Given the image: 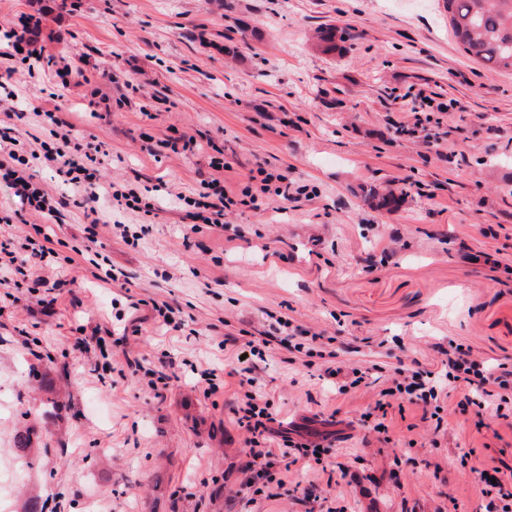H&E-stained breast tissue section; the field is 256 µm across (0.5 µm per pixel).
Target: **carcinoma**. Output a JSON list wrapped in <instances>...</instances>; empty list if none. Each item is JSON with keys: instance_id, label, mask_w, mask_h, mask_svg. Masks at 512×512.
<instances>
[{"instance_id": "carcinoma-1", "label": "carcinoma", "mask_w": 512, "mask_h": 512, "mask_svg": "<svg viewBox=\"0 0 512 512\" xmlns=\"http://www.w3.org/2000/svg\"><path fill=\"white\" fill-rule=\"evenodd\" d=\"M451 30L469 56L499 70L512 71V0H443ZM38 438L27 427L16 433L14 448L27 457Z\"/></svg>"}]
</instances>
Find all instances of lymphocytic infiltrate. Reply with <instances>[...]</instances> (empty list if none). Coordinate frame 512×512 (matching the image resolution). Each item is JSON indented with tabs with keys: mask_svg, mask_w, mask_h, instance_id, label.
<instances>
[{
	"mask_svg": "<svg viewBox=\"0 0 512 512\" xmlns=\"http://www.w3.org/2000/svg\"><path fill=\"white\" fill-rule=\"evenodd\" d=\"M36 23L34 16L24 14L17 23L0 29V62L5 65L0 71V179L29 211L42 218L41 223L32 225L19 250H12L11 240L0 242V275L10 274L17 262L31 259L48 266L58 265L60 257L52 246L46 224L60 219L66 208H85L107 197L123 210L144 218L157 211L156 204L143 200L136 188L114 181L101 183L94 167L99 144L72 137L58 108L21 100L14 88L16 74L32 78L42 73L54 85L65 88L77 73L67 56L61 57L54 69H44L37 41L30 34ZM29 115L34 117L40 133L27 139L21 136L17 123ZM35 167L54 168L63 184L72 187V195L56 196L42 188L31 173ZM294 192L293 182L287 174L279 172L265 174L260 186L247 184L240 190L243 205L255 210L265 207L270 198L291 199ZM170 199L185 218L219 229L224 226L225 210L234 204L223 182L217 179L203 181L193 194L177 192ZM337 357L336 351H329L323 363L325 375L337 381V393L372 384L380 388L372 410L361 416L363 426L374 432L385 426L389 408L403 402L421 407L423 420L431 422L437 430L450 411H472L479 417L486 413L497 417L512 413V366L475 353L468 345L449 342L440 369L413 360L398 363L388 375L378 364L370 370L343 367ZM452 393L457 396L453 403L448 400ZM276 421L277 413L264 395L253 390L244 392L236 410V422L248 434L246 459L240 470L255 497H274L282 489V479L274 474L278 457L303 461L305 468L310 469L320 464L322 455L329 451L323 443L295 438L287 430L275 431ZM276 434L282 440V450L277 454L268 446L269 438ZM479 481L488 499L486 512H512V473L494 465L487 467Z\"/></svg>",
	"mask_w": 512,
	"mask_h": 512,
	"instance_id": "obj_1",
	"label": "lymphocytic infiltrate"
}]
</instances>
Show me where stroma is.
<instances>
[{"label": "stroma", "mask_w": 512, "mask_h": 512, "mask_svg": "<svg viewBox=\"0 0 512 512\" xmlns=\"http://www.w3.org/2000/svg\"><path fill=\"white\" fill-rule=\"evenodd\" d=\"M24 13L46 57L75 52L80 74L61 98L38 77L22 94L56 100L73 135L101 144L103 180L151 196L216 177L234 192L262 165L314 197L225 211L233 238L169 203L145 221L105 198L100 225L80 209L50 224L64 255L94 227V251L125 278L101 283L80 258L28 262V280L63 282L47 309L0 286L8 512L32 494L61 512H484L474 471L512 465V416L452 414L436 433L407 404L389 409L385 441L360 423L375 390L339 394L273 350L256 390L285 425L333 445L322 466L282 471L288 496L254 503L233 410L237 357L280 313L365 368L389 350L434 367L451 340L512 364V71L464 53L443 0H0V25ZM327 27L349 41L323 51L312 36ZM426 96L449 108L419 124ZM180 135L194 147L170 148ZM370 191L403 200L378 210ZM155 301L178 304L181 330L155 319ZM162 360L173 379L150 387L144 372ZM199 368L218 370L217 392ZM29 425L43 448L26 466L12 448Z\"/></svg>", "instance_id": "obj_1"}]
</instances>
